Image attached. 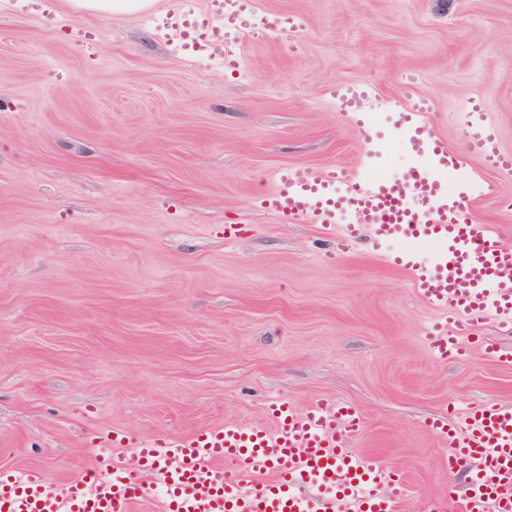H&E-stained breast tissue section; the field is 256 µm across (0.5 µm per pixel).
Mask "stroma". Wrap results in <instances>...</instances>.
<instances>
[{"label": "stroma", "instance_id": "obj_1", "mask_svg": "<svg viewBox=\"0 0 512 512\" xmlns=\"http://www.w3.org/2000/svg\"><path fill=\"white\" fill-rule=\"evenodd\" d=\"M51 22L0 0V469L80 474L112 435L263 423L272 401L362 412L350 444L397 470L401 512L461 479L428 419L512 406V331L476 324L462 360L426 337L444 319L410 276L321 225L256 206L283 167L398 177V126L419 98L430 131L494 186L474 218L512 246V170L469 149L474 102L512 154V0H256L236 46L181 50L140 15L52 0ZM364 84L365 150L336 88Z\"/></svg>", "mask_w": 512, "mask_h": 512}]
</instances>
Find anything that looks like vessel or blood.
Segmentation results:
<instances>
[{"mask_svg":"<svg viewBox=\"0 0 512 512\" xmlns=\"http://www.w3.org/2000/svg\"><path fill=\"white\" fill-rule=\"evenodd\" d=\"M205 20L239 43L255 26L253 0H212ZM336 95L344 109L360 111L372 91L348 85ZM430 109L423 98L400 115L418 160L404 178L342 179L285 167L276 173V190L259 203L286 224L303 219L343 240L368 235L375 250L410 274L425 305L451 310L453 330L428 338L445 362L462 356L468 323L492 318L512 328V247L494 226L477 223L468 196L455 192L462 163L423 121ZM470 149L490 167L512 168L488 130L473 134ZM340 214L346 223H337ZM427 240L441 249L424 262L415 246ZM268 415L266 424L228 421L183 436L123 432L112 444L125 455L89 449L87 468L59 483L32 470L1 472L0 512H135L154 495L161 512H400L401 476L348 442L362 425L354 405L319 399L299 409L278 400ZM428 428L448 444L449 471H469L434 512H512V407L471 409L456 430L440 419Z\"/></svg>","mask_w":512,"mask_h":512,"instance_id":"vessel-or-blood-1","label":"vessel or blood"}]
</instances>
